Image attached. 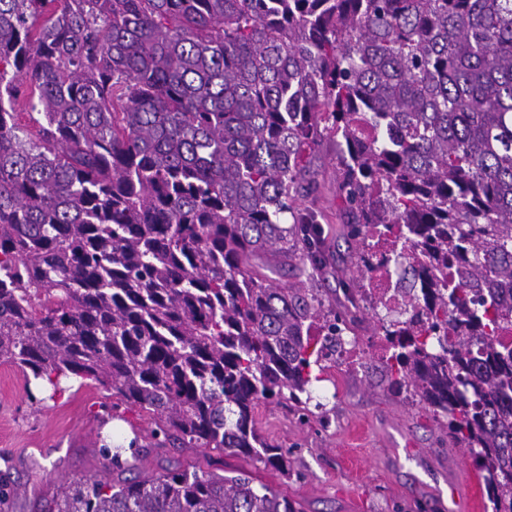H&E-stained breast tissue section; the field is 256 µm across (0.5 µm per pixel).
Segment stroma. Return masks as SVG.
<instances>
[{
	"label": "stroma",
	"mask_w": 512,
	"mask_h": 512,
	"mask_svg": "<svg viewBox=\"0 0 512 512\" xmlns=\"http://www.w3.org/2000/svg\"><path fill=\"white\" fill-rule=\"evenodd\" d=\"M317 189L315 203L326 215L324 236L332 265L350 267L357 249L339 218L336 141L328 138L308 152ZM324 418L303 423L285 403L256 409L261 434L288 453L279 473L250 459L205 448H155L151 413L138 406L119 410L126 438H139L146 453L136 472L152 476L172 469L245 470L304 512H462L448 482L457 471L477 472L469 451L448 445L433 413L388 386L380 357L345 369L328 368L311 386ZM102 390L68 388L41 403L29 398L13 365L0 363V476L25 488L0 512H32L49 485L90 478L103 471L94 443L111 426L100 423Z\"/></svg>",
	"instance_id": "stroma-1"
}]
</instances>
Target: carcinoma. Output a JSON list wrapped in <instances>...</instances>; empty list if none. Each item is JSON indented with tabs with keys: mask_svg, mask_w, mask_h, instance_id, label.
I'll return each mask as SVG.
<instances>
[{
	"mask_svg": "<svg viewBox=\"0 0 512 512\" xmlns=\"http://www.w3.org/2000/svg\"><path fill=\"white\" fill-rule=\"evenodd\" d=\"M25 101L30 112L16 111ZM336 138L338 193L368 246L410 240L419 331L330 267L304 154ZM306 279L280 286L293 260ZM390 337V386L433 409L512 512V0H0V363L81 379L155 417V447L288 474L262 401L308 419L323 336ZM480 346L479 356L471 348ZM59 487L42 512H302L246 472Z\"/></svg>",
	"mask_w": 512,
	"mask_h": 512,
	"instance_id": "cac0c4a2",
	"label": "carcinoma"
}]
</instances>
